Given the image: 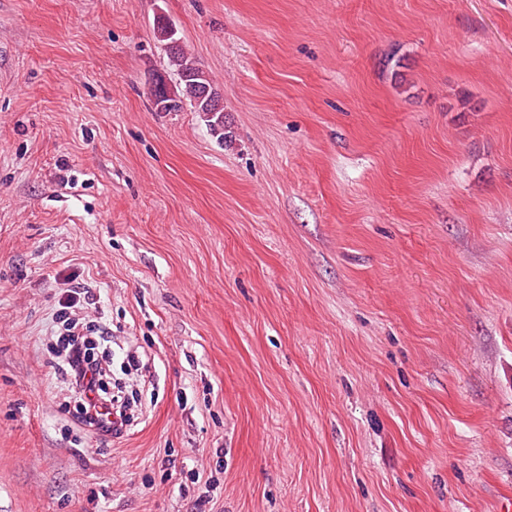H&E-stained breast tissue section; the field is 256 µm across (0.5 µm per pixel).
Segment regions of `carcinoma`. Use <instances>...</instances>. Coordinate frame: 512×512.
Listing matches in <instances>:
<instances>
[{
    "label": "carcinoma",
    "mask_w": 512,
    "mask_h": 512,
    "mask_svg": "<svg viewBox=\"0 0 512 512\" xmlns=\"http://www.w3.org/2000/svg\"><path fill=\"white\" fill-rule=\"evenodd\" d=\"M169 63L174 71L177 72L179 82L172 87L164 82L160 84L153 93V104L158 112H179L183 108L184 101L202 115L211 134L219 143L227 141L224 132V112L215 111L211 108L207 99H198L187 91V86L196 85L202 89L216 92L218 88L213 84L206 73L192 61L178 45L174 49H166Z\"/></svg>",
    "instance_id": "cac0c4a2"
}]
</instances>
